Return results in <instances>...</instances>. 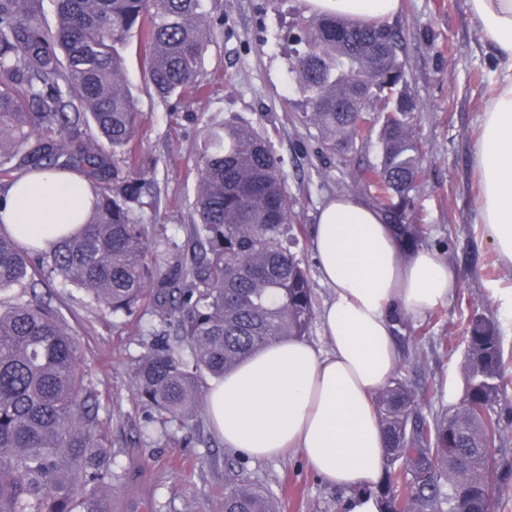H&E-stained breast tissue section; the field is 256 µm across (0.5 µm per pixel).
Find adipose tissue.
Masks as SVG:
<instances>
[{"label":"adipose tissue","instance_id":"1","mask_svg":"<svg viewBox=\"0 0 512 512\" xmlns=\"http://www.w3.org/2000/svg\"><path fill=\"white\" fill-rule=\"evenodd\" d=\"M308 13L353 21L392 18L400 0H304ZM482 41L495 47L494 92L482 111L474 166L477 217L500 260L512 267V0H468ZM90 190L72 172H34L0 199L4 228L22 245L46 247ZM313 250L332 297L320 320L328 349L301 339L272 342L207 392L206 413L227 447L253 457L297 454L328 484L352 491L349 512H377L369 492L386 453L374 400L399 364L394 315L421 316L454 287L432 251L406 252L379 211L344 194L320 209Z\"/></svg>","mask_w":512,"mask_h":512}]
</instances>
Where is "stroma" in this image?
I'll return each mask as SVG.
<instances>
[{
  "instance_id": "stroma-1",
  "label": "stroma",
  "mask_w": 512,
  "mask_h": 512,
  "mask_svg": "<svg viewBox=\"0 0 512 512\" xmlns=\"http://www.w3.org/2000/svg\"><path fill=\"white\" fill-rule=\"evenodd\" d=\"M389 26L398 37L414 110L412 122L424 155L414 195L413 223L424 234L417 246L439 252L455 280L448 301L421 318L404 317L394 337L401 353L399 376L427 386L422 408L436 417L459 402L464 381L465 327L472 314L496 321L505 372L512 380V320L502 319L494 293L512 288V268L498 262L477 222L479 181L473 153L482 109L494 89L493 48L482 42L467 0H402ZM212 42L200 78L208 92L162 101L145 79L144 43L133 36L125 50L126 76L143 113L139 132L142 171L156 184L151 206L140 211L151 236L173 243L172 260L191 262L197 251L189 205L198 179V141L203 128L245 123L261 131L283 161L288 193L303 226L301 252L317 306L330 298L310 239L319 207L330 197L353 194L374 203L375 193L357 177L374 162L379 131L364 145L331 143L304 119L296 87L295 42L309 18L302 0H203ZM51 296L68 331L80 341V367L97 394V418L123 483L112 491V512H224V489L236 472L237 450L225 447L205 415L190 426L153 422L141 402L133 369L144 353L146 329L167 330L166 317L145 303L132 317H115L84 292L46 277L36 288ZM494 412L503 419L493 512H512V383ZM247 473L279 501L281 512H345L348 492L328 485L298 455L249 458Z\"/></svg>"
}]
</instances>
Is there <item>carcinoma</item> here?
I'll return each mask as SVG.
<instances>
[{
  "instance_id": "cac0c4a2",
  "label": "carcinoma",
  "mask_w": 512,
  "mask_h": 512,
  "mask_svg": "<svg viewBox=\"0 0 512 512\" xmlns=\"http://www.w3.org/2000/svg\"><path fill=\"white\" fill-rule=\"evenodd\" d=\"M44 27L40 0H0V195L19 170L84 173L91 205L76 235L50 249L25 248L0 226V512H111L121 474L111 468L93 389L80 370L79 344L35 276L48 269L115 316L151 300L177 344L150 341L135 368L140 399L156 420L193 421L202 374L221 378L266 345L310 334L315 295L299 257L281 159L255 127L209 128L199 150L190 232L200 253L169 264L172 242L149 237L137 210L147 181L138 166L143 113L124 81L129 38L150 44L145 74L168 100L201 94L210 45L201 0H54ZM296 59L305 118L332 139H361L358 109L376 89L393 94L376 163L361 181L380 192L385 220L415 241L407 223L422 171L412 101L396 34L380 22L320 14L307 20ZM191 349L182 355L180 346ZM508 386L498 325L474 314L460 406L429 420L422 394L394 377L375 398L387 440L378 512H487L497 481L489 450L503 434L492 405ZM224 490V512H279L274 495L246 476Z\"/></svg>"
}]
</instances>
